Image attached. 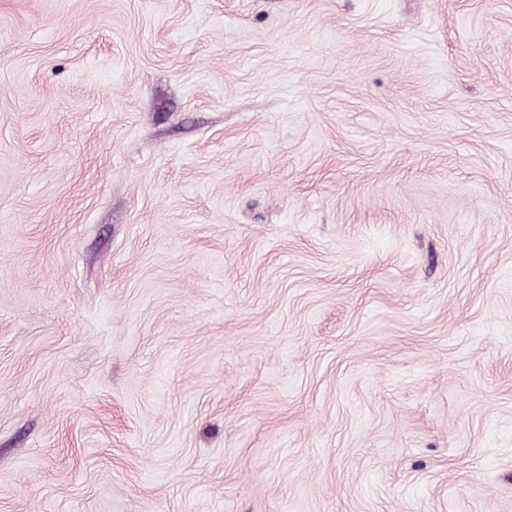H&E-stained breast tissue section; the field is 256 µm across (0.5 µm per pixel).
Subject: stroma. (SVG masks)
Segmentation results:
<instances>
[{
  "label": "stroma",
  "instance_id": "1",
  "mask_svg": "<svg viewBox=\"0 0 512 512\" xmlns=\"http://www.w3.org/2000/svg\"><path fill=\"white\" fill-rule=\"evenodd\" d=\"M0 512H512V0H0Z\"/></svg>",
  "mask_w": 512,
  "mask_h": 512
}]
</instances>
